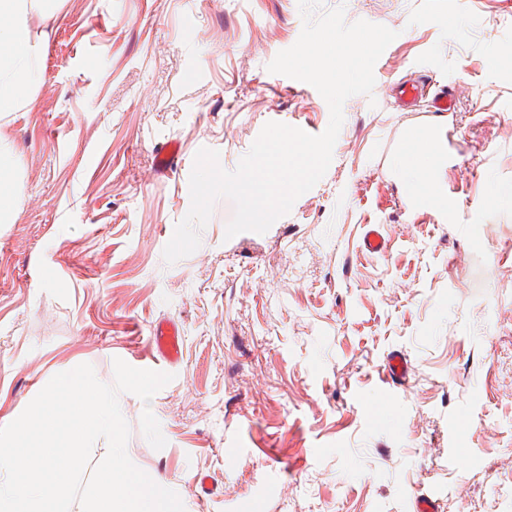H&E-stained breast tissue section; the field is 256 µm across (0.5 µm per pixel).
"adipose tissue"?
<instances>
[{
	"label": "adipose tissue",
	"instance_id": "1",
	"mask_svg": "<svg viewBox=\"0 0 512 512\" xmlns=\"http://www.w3.org/2000/svg\"><path fill=\"white\" fill-rule=\"evenodd\" d=\"M56 0H0V118L35 109L42 43L31 34L34 15L50 17Z\"/></svg>",
	"mask_w": 512,
	"mask_h": 512
}]
</instances>
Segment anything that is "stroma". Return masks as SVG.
Segmentation results:
<instances>
[{
  "label": "stroma",
  "instance_id": "obj_1",
  "mask_svg": "<svg viewBox=\"0 0 512 512\" xmlns=\"http://www.w3.org/2000/svg\"><path fill=\"white\" fill-rule=\"evenodd\" d=\"M397 31L372 96L343 106L324 177L265 233L163 250L191 205L200 148L234 170L270 121L322 133L311 85L269 73L298 39V0H58L35 110L0 119L22 209L0 223V427L60 370L104 383L182 355L150 400L119 396L131 460L185 512H512V0H324ZM456 90L454 111L399 106L393 82ZM445 147L455 221L406 208L393 144L416 113ZM180 143L177 165L154 154ZM387 252L364 249L370 225ZM413 367L389 382L393 352ZM151 410L167 440L153 449ZM213 492L197 499L195 479ZM152 345L166 362L173 363L182 353L180 328L172 322H160L152 329Z\"/></svg>",
  "mask_w": 512,
  "mask_h": 512
}]
</instances>
